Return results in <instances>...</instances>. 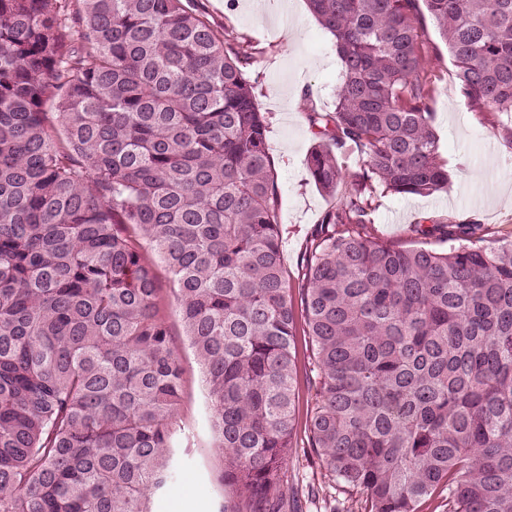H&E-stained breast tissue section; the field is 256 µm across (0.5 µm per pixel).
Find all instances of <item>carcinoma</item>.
<instances>
[{"instance_id":"cac0c4a2","label":"carcinoma","mask_w":512,"mask_h":512,"mask_svg":"<svg viewBox=\"0 0 512 512\" xmlns=\"http://www.w3.org/2000/svg\"><path fill=\"white\" fill-rule=\"evenodd\" d=\"M307 4L341 77L335 108L307 113L306 165L335 203L295 297L250 54L185 0H0V512H150L184 431L183 344L220 512H297L300 330L304 436L344 493L417 512L444 484L446 512H512V236L368 232L376 189L448 186L424 17L512 152V0Z\"/></svg>"}]
</instances>
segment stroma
<instances>
[{"label":"stroma","instance_id":"obj_1","mask_svg":"<svg viewBox=\"0 0 512 512\" xmlns=\"http://www.w3.org/2000/svg\"><path fill=\"white\" fill-rule=\"evenodd\" d=\"M250 0H190L189 6L252 56L247 75L260 111L268 119L267 141L281 193L282 257L290 285L301 277L306 236L331 206L306 168L316 141L308 108L326 112L335 103L340 62L332 37L311 15L305 0H264L261 11ZM423 40L434 50L436 129L448 162L447 190L431 196L381 194L375 199L369 231L382 241L406 247L422 244L418 226L475 219L488 239L512 231V153L492 129L493 117L470 111L454 94V68L433 21ZM312 88L304 98V88ZM181 418L183 446L174 458L176 474L151 500V512H219L224 486L222 457L209 445L206 398L200 366L190 349L182 351ZM290 482L302 496L301 512H368L364 497L347 495L329 482L315 455L300 456Z\"/></svg>","mask_w":512,"mask_h":512}]
</instances>
